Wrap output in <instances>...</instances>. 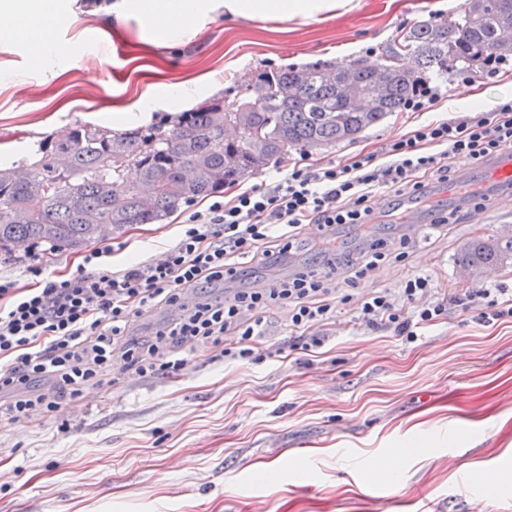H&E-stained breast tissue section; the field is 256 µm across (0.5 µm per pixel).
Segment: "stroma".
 Instances as JSON below:
<instances>
[{
  "instance_id": "35a3bbf8",
  "label": "stroma",
  "mask_w": 512,
  "mask_h": 512,
  "mask_svg": "<svg viewBox=\"0 0 512 512\" xmlns=\"http://www.w3.org/2000/svg\"><path fill=\"white\" fill-rule=\"evenodd\" d=\"M461 0H352L350 11L288 27L261 18L201 19L197 33L146 44L137 21L105 38L70 0V20L52 36L78 45L60 74L29 72L21 47H0V158L20 160L42 138L59 140L79 122L111 127L116 112L138 111L167 83L199 79V99L254 84L272 67L316 61H377L397 32L454 12ZM512 95V76L451 90L432 111L394 112L357 141L314 153L346 163L381 153L417 125L453 119L464 99L475 111ZM485 165L468 184L492 208L465 204L460 188L434 185L458 223L427 235L422 204L402 206L404 225L383 223L375 238L407 236L409 256L370 272L357 294L397 291L424 273L446 311L415 341L365 325L354 304L340 305L318 329L317 352L299 349L288 310L267 315L255 360L227 361L198 344L178 372H132L111 387L87 386L75 401L0 422V512H512V319L481 323L458 279L464 245L496 240L512 223V193L485 183ZM176 217L136 224L95 241L112 247L114 268L162 254ZM400 454V469L379 461ZM502 472L486 487L480 474Z\"/></svg>"
}]
</instances>
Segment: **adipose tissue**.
<instances>
[{
  "instance_id": "ef3b65f1",
  "label": "adipose tissue",
  "mask_w": 512,
  "mask_h": 512,
  "mask_svg": "<svg viewBox=\"0 0 512 512\" xmlns=\"http://www.w3.org/2000/svg\"><path fill=\"white\" fill-rule=\"evenodd\" d=\"M350 6V0H114L107 9L110 21L104 32L118 33L134 18L153 38L170 42L196 30L200 18L219 10L230 19L264 18L285 23L332 17ZM64 10L63 0H0V40L25 46L31 69L56 75L59 62L72 54L73 47L48 36L46 30L60 21ZM196 91V83L189 81L166 84L163 98L143 101L140 114L116 112L112 120L122 124L140 115L153 117L168 103L189 104Z\"/></svg>"
}]
</instances>
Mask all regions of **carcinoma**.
Masks as SVG:
<instances>
[{
	"mask_svg": "<svg viewBox=\"0 0 512 512\" xmlns=\"http://www.w3.org/2000/svg\"><path fill=\"white\" fill-rule=\"evenodd\" d=\"M511 29L512 0H465L446 19L400 31L370 66L354 60L269 69L232 101L204 100L168 130L80 123L66 139L0 163V261L17 262L42 245L51 253L80 249L98 238L100 224L115 232L156 224L278 155L353 141L400 111L421 78L511 53L496 47ZM409 54L419 59L416 71L400 64ZM240 112L250 114V126L229 139L224 128ZM511 253L512 240H475L463 264L480 271Z\"/></svg>",
	"mask_w": 512,
	"mask_h": 512,
	"instance_id": "obj_1",
	"label": "carcinoma"
}]
</instances>
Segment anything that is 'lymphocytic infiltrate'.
Returning a JSON list of instances; mask_svg holds the SVG:
<instances>
[{
    "label": "lymphocytic infiltrate",
    "instance_id": "obj_1",
    "mask_svg": "<svg viewBox=\"0 0 512 512\" xmlns=\"http://www.w3.org/2000/svg\"><path fill=\"white\" fill-rule=\"evenodd\" d=\"M512 150V97L487 112L417 126L390 140L382 156L354 155L336 166L300 156L274 182L218 192L205 210L187 208L176 241L163 258L115 270L101 265L104 253L83 258L91 270L66 280L47 279L35 288L0 278V411L11 419L38 410L56 412L91 384L109 385L127 372L150 375L185 368L183 348L219 347L225 359L246 360L266 333L265 313L288 308L292 331L305 338L303 350L320 347L314 331L336 313L337 303H355L367 326L393 330L412 340L418 328L445 311L433 299L430 276L409 277L400 293L372 291L360 298H334L328 286L341 249L331 228L352 226L371 237L375 200L427 198L434 183L457 177L458 163L479 164ZM321 232L312 246L326 257L266 288H243L224 301L186 306L193 291L238 277L243 263L280 262L298 246L304 226ZM467 299L483 322L512 318L506 289L482 285ZM181 308L144 342L129 329L140 318Z\"/></svg>",
    "mask_w": 512,
    "mask_h": 512
}]
</instances>
